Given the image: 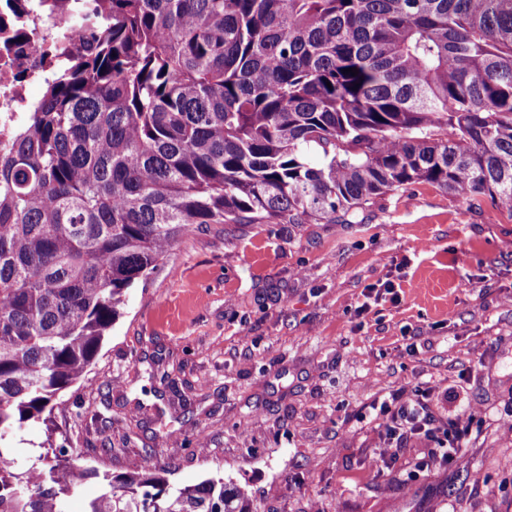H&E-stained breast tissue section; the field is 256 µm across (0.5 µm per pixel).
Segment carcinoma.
<instances>
[{"label": "carcinoma", "mask_w": 512, "mask_h": 512, "mask_svg": "<svg viewBox=\"0 0 512 512\" xmlns=\"http://www.w3.org/2000/svg\"><path fill=\"white\" fill-rule=\"evenodd\" d=\"M0 146V442L52 422L128 288L201 224H320L430 184L512 216V0H96ZM355 68L353 76L345 69ZM0 445V512H253L46 440ZM46 439V427L41 421L29 422L12 439L11 447L20 468L29 465L30 460L41 451L39 446Z\"/></svg>", "instance_id": "cac0c4a2"}]
</instances>
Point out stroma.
<instances>
[{"mask_svg":"<svg viewBox=\"0 0 512 512\" xmlns=\"http://www.w3.org/2000/svg\"><path fill=\"white\" fill-rule=\"evenodd\" d=\"M360 218L181 238L60 393L54 435L13 437L19 467L49 438L116 473L152 449L171 487L230 479L256 512H512V216L416 184ZM400 392L445 427L467 414L462 461L422 469V436L381 461L375 407Z\"/></svg>","mask_w":512,"mask_h":512,"instance_id":"1","label":"stroma"}]
</instances>
